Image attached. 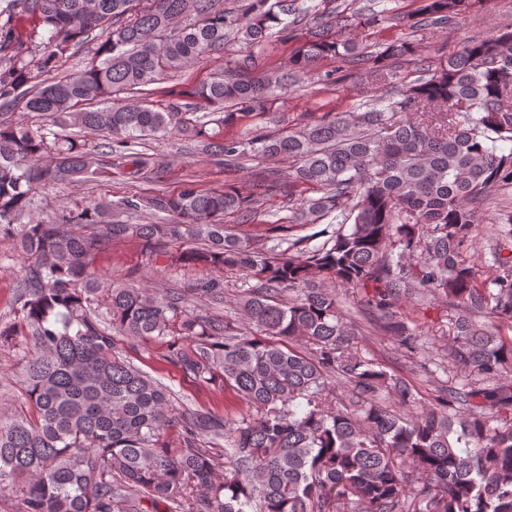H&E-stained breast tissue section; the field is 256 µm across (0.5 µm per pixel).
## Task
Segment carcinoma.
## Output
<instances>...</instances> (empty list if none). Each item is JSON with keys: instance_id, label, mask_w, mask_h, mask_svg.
I'll return each instance as SVG.
<instances>
[{"instance_id": "carcinoma-1", "label": "carcinoma", "mask_w": 512, "mask_h": 512, "mask_svg": "<svg viewBox=\"0 0 512 512\" xmlns=\"http://www.w3.org/2000/svg\"><path fill=\"white\" fill-rule=\"evenodd\" d=\"M467 3L422 0L405 22L445 23ZM19 12L48 37L38 44L7 28L0 98L49 122L0 112V235L27 261L0 343L24 336L20 392L29 405L0 410V497L22 485L21 512H512V338L471 317L512 320V255L493 253L484 279L467 258L483 229L478 212L512 186V31L468 43L397 99L227 138L224 128L268 115L278 91L318 61L380 65L411 54V44L367 58L332 36L336 10L312 14L297 0H246L238 12L221 0H9L0 15L9 22ZM301 13L307 32L285 73L261 71L247 55L162 109L120 102L231 41L250 48L288 36V17ZM93 39L90 61L36 81ZM69 126L102 136L132 178L151 165L144 141L175 133L228 172L246 156L286 157L290 169L271 170L249 193L186 181L176 194H132L43 221L31 215L39 187L102 173L83 140L54 131ZM283 177L290 189L323 190L297 203V224L329 218L349 228L295 254L297 244L282 247L284 224L242 230ZM227 214L239 227L224 223ZM122 239L206 272H246L254 284L236 304L250 330L219 311L224 285L213 276L189 293L104 287L93 259ZM173 241L184 245L176 255L166 250ZM337 284L360 291L362 315L403 342L411 333L393 310L400 296L430 290L448 300V352L468 375L448 385L440 406L401 417L378 401L383 389L404 403L413 392L351 345ZM116 332L167 340L169 363L201 386L222 378L248 413L235 422L174 414L171 389L122 356ZM297 339L310 351L289 346ZM333 377L351 387L346 407L327 393ZM176 424L181 447L167 448L164 433ZM221 441L219 477L200 443Z\"/></svg>"}]
</instances>
